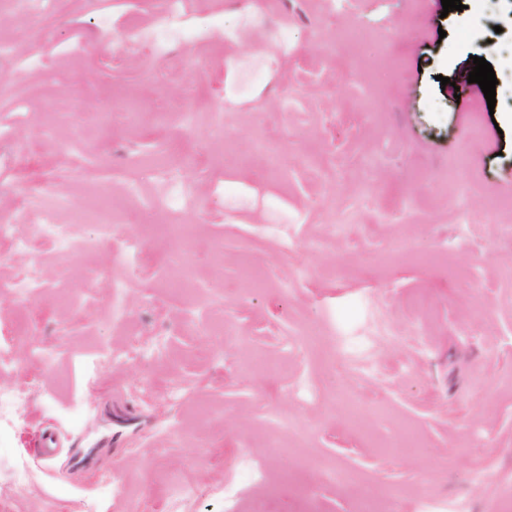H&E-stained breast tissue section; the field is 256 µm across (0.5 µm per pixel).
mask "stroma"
<instances>
[{"instance_id":"1","label":"stroma","mask_w":512,"mask_h":512,"mask_svg":"<svg viewBox=\"0 0 512 512\" xmlns=\"http://www.w3.org/2000/svg\"><path fill=\"white\" fill-rule=\"evenodd\" d=\"M461 2L184 0L217 31L161 54L118 46L166 0H0V384L35 387L0 512H512V100L468 80L512 70V0ZM171 183L192 203L149 207ZM42 184L115 224L17 248Z\"/></svg>"}]
</instances>
